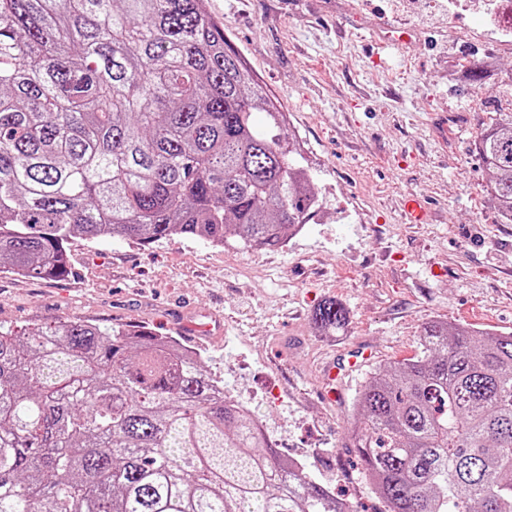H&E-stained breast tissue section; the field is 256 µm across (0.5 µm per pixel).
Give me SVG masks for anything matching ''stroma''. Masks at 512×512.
<instances>
[{"label":"stroma","instance_id":"obj_1","mask_svg":"<svg viewBox=\"0 0 512 512\" xmlns=\"http://www.w3.org/2000/svg\"><path fill=\"white\" fill-rule=\"evenodd\" d=\"M207 11L288 112L287 134L319 158L321 208L276 250L74 237L65 279L0 272V324L71 318L177 338L231 398L271 391L260 410L278 453L302 459L358 512H383L351 437L368 373L416 355L433 319L512 333V224L501 223L472 152L507 109L499 89L512 49L458 0H207ZM397 28L411 42L384 44ZM490 59L481 92L448 75ZM410 194L427 204L424 223L402 213ZM326 297L351 314L320 336L309 315ZM347 345L370 356L337 378L330 401L325 363Z\"/></svg>","mask_w":512,"mask_h":512}]
</instances>
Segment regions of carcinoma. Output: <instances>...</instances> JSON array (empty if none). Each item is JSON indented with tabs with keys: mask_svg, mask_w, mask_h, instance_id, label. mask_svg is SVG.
Listing matches in <instances>:
<instances>
[{
	"mask_svg": "<svg viewBox=\"0 0 512 512\" xmlns=\"http://www.w3.org/2000/svg\"><path fill=\"white\" fill-rule=\"evenodd\" d=\"M282 115L205 0H0V270L64 279L77 234L284 246L321 200ZM474 151L512 224L511 112ZM418 345L358 392L365 476L386 512H512V334L432 320ZM0 512L356 510L201 354L67 319L0 325Z\"/></svg>",
	"mask_w": 512,
	"mask_h": 512,
	"instance_id": "1",
	"label": "carcinoma"
}]
</instances>
